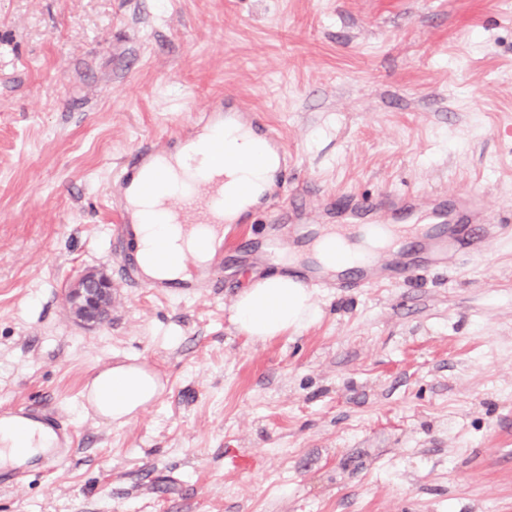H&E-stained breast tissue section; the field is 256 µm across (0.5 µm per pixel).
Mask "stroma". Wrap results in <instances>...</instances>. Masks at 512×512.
Returning <instances> with one entry per match:
<instances>
[{"mask_svg":"<svg viewBox=\"0 0 512 512\" xmlns=\"http://www.w3.org/2000/svg\"><path fill=\"white\" fill-rule=\"evenodd\" d=\"M232 100L266 113L288 187L483 194L512 225V0H0V412L67 420L68 461L0 512H512V232L255 341L235 250L198 298L125 282L121 161ZM105 270L92 329L67 281ZM118 361L165 390L127 423L83 392Z\"/></svg>","mask_w":512,"mask_h":512,"instance_id":"stroma-1","label":"stroma"}]
</instances>
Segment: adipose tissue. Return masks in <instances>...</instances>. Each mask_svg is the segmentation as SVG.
<instances>
[{
  "mask_svg": "<svg viewBox=\"0 0 512 512\" xmlns=\"http://www.w3.org/2000/svg\"><path fill=\"white\" fill-rule=\"evenodd\" d=\"M226 151L248 157L243 168L227 171L225 188L234 192L245 177L258 186L274 180L278 159L266 141L250 130L229 128L224 138ZM158 204L154 198L132 201V215L138 224L143 271L147 277L177 280L187 276L186 257L196 265L209 262V249L198 244L199 230L180 224H154L150 218ZM164 237L168 255L164 262L154 256V241ZM320 310L306 284L287 274H273L250 283L237 296L234 322L250 339L264 341L316 321ZM163 391L158 375L135 362L120 363L99 371L89 386V402L96 414L114 424L128 421ZM51 435L42 425L10 418L0 420V459L8 461L39 453L50 447Z\"/></svg>",
  "mask_w": 512,
  "mask_h": 512,
  "instance_id": "ef3b65f1",
  "label": "adipose tissue"
}]
</instances>
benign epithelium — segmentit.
<instances>
[{
	"mask_svg": "<svg viewBox=\"0 0 512 512\" xmlns=\"http://www.w3.org/2000/svg\"><path fill=\"white\" fill-rule=\"evenodd\" d=\"M112 292V280L105 271L86 270L69 283L65 298L75 320L92 327L110 315Z\"/></svg>",
	"mask_w": 512,
	"mask_h": 512,
	"instance_id": "1",
	"label": "benign epithelium"
}]
</instances>
